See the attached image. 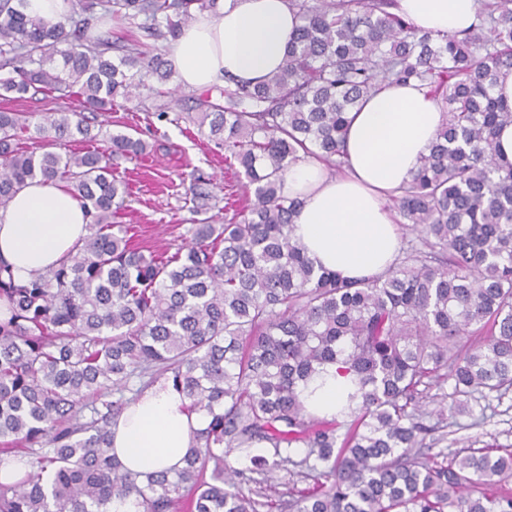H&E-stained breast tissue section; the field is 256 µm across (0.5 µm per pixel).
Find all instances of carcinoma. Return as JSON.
Masks as SVG:
<instances>
[{
  "label": "carcinoma",
  "instance_id": "obj_1",
  "mask_svg": "<svg viewBox=\"0 0 512 512\" xmlns=\"http://www.w3.org/2000/svg\"><path fill=\"white\" fill-rule=\"evenodd\" d=\"M300 25L278 71L226 79L220 105L197 99L187 120L224 144L243 195L224 224H193L172 254L145 255L112 222L128 195L112 158H137L140 138L109 136L103 151H71L91 128L74 112L0 111V209L26 181L66 187L90 218L71 260L20 284L0 262V512H109L134 495L141 512H262L273 502L242 485L294 463L314 486L288 512H512V452L461 448L448 462L420 448V387L453 395L512 388V164L497 161L512 107L494 95L512 69V0H481L459 34L416 28L393 0H288ZM26 0H0V95L79 94L108 112L132 88L173 76L156 53L89 41L101 11L148 39L174 41L217 0H74L47 22ZM119 55L112 57V52ZM417 81L446 112L428 153L394 198L419 232L385 272L348 279L293 240L301 202L284 174L315 156L339 168L347 118L387 83ZM50 134L63 153L18 147ZM327 363L351 376L331 420L311 416L301 385ZM160 378L203 414L175 473L140 483L112 454L111 428ZM267 445L268 455L254 454ZM237 453L249 462L226 466Z\"/></svg>",
  "mask_w": 512,
  "mask_h": 512
}]
</instances>
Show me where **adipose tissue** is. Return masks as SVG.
<instances>
[{
	"label": "adipose tissue",
	"mask_w": 512,
	"mask_h": 512,
	"mask_svg": "<svg viewBox=\"0 0 512 512\" xmlns=\"http://www.w3.org/2000/svg\"><path fill=\"white\" fill-rule=\"evenodd\" d=\"M480 0H397L398 12L418 28L454 34L476 22ZM300 20L288 0H221L185 27L169 58L179 82L205 90L232 77L258 82L281 65ZM345 165L335 172L317 159L291 166L285 195L299 198L293 237L316 264L350 279L385 271L394 261L398 232L387 207L410 180L445 119L441 106L417 83L390 84L349 112ZM88 217L63 187L27 182L0 210V261L25 283L74 254ZM348 378L323 367L303 389L309 413L332 417ZM187 400L169 379L146 388L112 426L119 463L145 476L181 467L204 427L187 415Z\"/></svg>",
	"instance_id": "ef3b65f1"
}]
</instances>
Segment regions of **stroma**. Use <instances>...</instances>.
Masks as SVG:
<instances>
[{"label":"stroma","mask_w":512,"mask_h":512,"mask_svg":"<svg viewBox=\"0 0 512 512\" xmlns=\"http://www.w3.org/2000/svg\"><path fill=\"white\" fill-rule=\"evenodd\" d=\"M153 99L122 103L100 117L102 129L94 146L106 148L109 134L123 132L143 139L147 154L138 159H117L114 171L129 183L127 206L117 221L129 227L136 243L153 251H175L189 225L204 222L207 211H194L190 188L202 179L208 191L224 198L229 188H241L243 178L227 173L223 147L211 140L208 131L186 121L147 123L146 112ZM451 386L426 391L423 399L432 410V423L441 437L427 441L428 455L443 459L458 449L487 445L512 446V390L505 393H474L470 410L464 414L436 416V408L451 395Z\"/></svg>","instance_id":"stroma-1"}]
</instances>
